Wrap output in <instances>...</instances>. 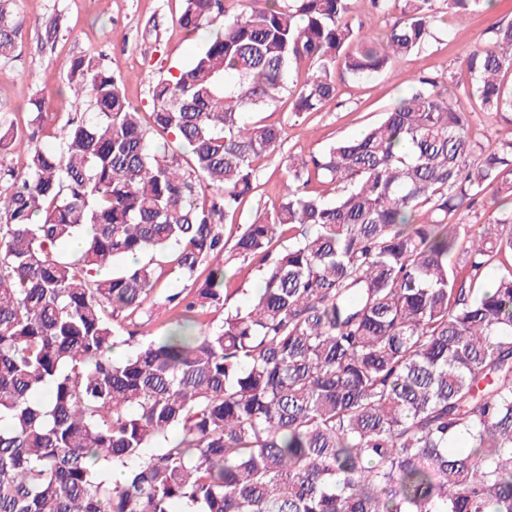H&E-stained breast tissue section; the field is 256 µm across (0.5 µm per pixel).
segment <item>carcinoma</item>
Here are the masks:
<instances>
[{"label": "carcinoma", "instance_id": "1", "mask_svg": "<svg viewBox=\"0 0 512 512\" xmlns=\"http://www.w3.org/2000/svg\"><path fill=\"white\" fill-rule=\"evenodd\" d=\"M182 2L180 27L210 33L153 82L148 121L94 55L64 64L59 145L0 119V150L26 156L0 175V512H512V132L475 139L448 98L512 112V21L450 81L417 78L292 166L230 238L285 137L245 114L288 95L318 112L336 79L385 73L425 45L437 0H370L398 13L380 36L352 24L358 0ZM23 24L0 0V61ZM486 195L499 216L457 222ZM74 236L86 249L67 258ZM131 254L145 260L99 277ZM241 260L263 288L196 333ZM166 272L183 283L172 326L113 359L150 334Z\"/></svg>", "mask_w": 512, "mask_h": 512}]
</instances>
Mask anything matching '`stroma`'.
Instances as JSON below:
<instances>
[{"mask_svg": "<svg viewBox=\"0 0 512 512\" xmlns=\"http://www.w3.org/2000/svg\"><path fill=\"white\" fill-rule=\"evenodd\" d=\"M19 8L25 25L17 56L0 62V114L29 133L28 96H44L48 107L41 136L51 145L69 117L63 62L85 54L102 56L125 77L127 96L145 114L151 110L152 82L170 67L188 65L203 44L202 34L187 35L178 25L181 0H20ZM499 20H512V0H500L490 13L445 17L422 50L395 62L385 74L346 79L321 111L294 115L286 97L277 109L248 113V121L284 125L286 138L261 160L256 190L230 224L251 223L279 199L290 162L359 136L395 104L412 79L455 72L470 50L488 45L489 29ZM52 26L57 34L50 42L45 31Z\"/></svg>", "mask_w": 512, "mask_h": 512, "instance_id": "1", "label": "stroma"}]
</instances>
